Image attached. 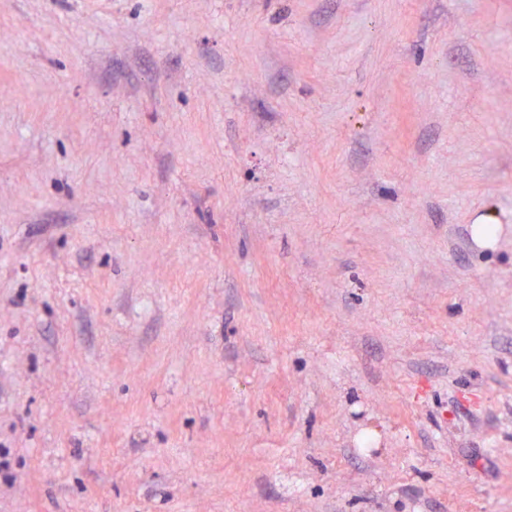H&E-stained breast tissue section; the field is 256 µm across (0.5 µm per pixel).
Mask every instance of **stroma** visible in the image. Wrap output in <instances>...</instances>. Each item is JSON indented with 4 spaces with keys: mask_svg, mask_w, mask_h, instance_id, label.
I'll return each instance as SVG.
<instances>
[{
    "mask_svg": "<svg viewBox=\"0 0 512 512\" xmlns=\"http://www.w3.org/2000/svg\"><path fill=\"white\" fill-rule=\"evenodd\" d=\"M0 512H512V0H0Z\"/></svg>",
    "mask_w": 512,
    "mask_h": 512,
    "instance_id": "35a3bbf8",
    "label": "stroma"
}]
</instances>
